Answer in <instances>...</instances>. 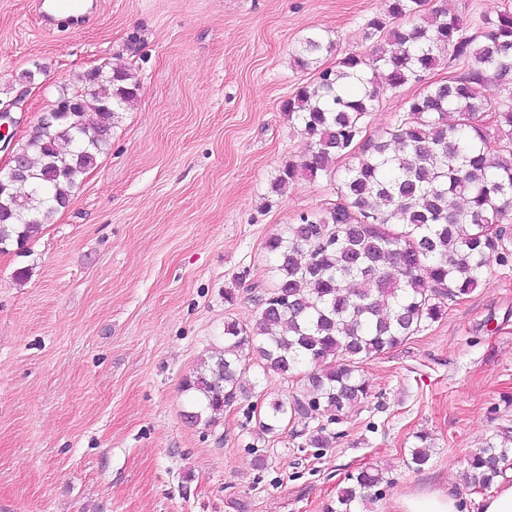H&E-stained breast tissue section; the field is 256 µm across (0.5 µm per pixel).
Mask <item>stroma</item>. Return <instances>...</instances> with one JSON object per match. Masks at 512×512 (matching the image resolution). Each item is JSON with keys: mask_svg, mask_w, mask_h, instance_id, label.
<instances>
[{"mask_svg": "<svg viewBox=\"0 0 512 512\" xmlns=\"http://www.w3.org/2000/svg\"><path fill=\"white\" fill-rule=\"evenodd\" d=\"M468 33L512 0H432ZM383 0H93L79 29L45 30L33 0H0V111L23 142L79 75L130 65L140 83L109 148L67 208L24 249L0 252V512H326L348 477L385 476L373 512L465 481L468 454L512 429V258L396 348L367 360L368 398L314 448L261 435L253 405L302 397L298 377L259 380L213 425L190 423L185 383L254 325L273 282L266 240L334 200L336 178L272 190L303 158L283 102L314 79L303 38L332 64L369 55L364 22ZM410 83L381 91L367 134L388 131ZM232 290L233 302L224 299ZM432 457L405 465L417 433Z\"/></svg>", "mask_w": 512, "mask_h": 512, "instance_id": "obj_1", "label": "stroma"}]
</instances>
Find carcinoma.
Wrapping results in <instances>:
<instances>
[{
	"label": "carcinoma",
	"mask_w": 512,
	"mask_h": 512,
	"mask_svg": "<svg viewBox=\"0 0 512 512\" xmlns=\"http://www.w3.org/2000/svg\"><path fill=\"white\" fill-rule=\"evenodd\" d=\"M380 42L371 57L349 54L318 66L325 38L300 44L296 63L315 67L312 83L282 104L288 121L310 140L301 163L279 170L272 189L284 193L301 176L313 179L339 158L352 163L336 184V201L265 242L274 283L260 299L255 327L224 323V349L196 369L187 389L197 393L190 422L211 423L244 389L246 355L262 370L305 374L306 400L274 401L259 412V431L291 426L315 448L329 445L321 417L335 422L368 396L362 362L402 344L440 320L448 302L472 294L491 264L509 255L512 221V104L493 105L495 85H512V11L484 21L477 35L463 19L430 0H386L364 24ZM465 70L439 83L424 74L445 54ZM408 83L423 88L404 103L384 135L364 137L380 93ZM131 68L102 66L58 101L85 104L39 124L18 150L29 158L23 187H0V247L27 243L43 220L72 196L110 145L118 114L137 97ZM495 126V135L485 121ZM63 141L66 152L57 148ZM407 466L420 471L431 457L429 436L416 435ZM512 467V431L468 455L465 478L486 489ZM383 473L351 476L329 512H368L380 497Z\"/></svg>",
	"instance_id": "cac0c4a2"
}]
</instances>
